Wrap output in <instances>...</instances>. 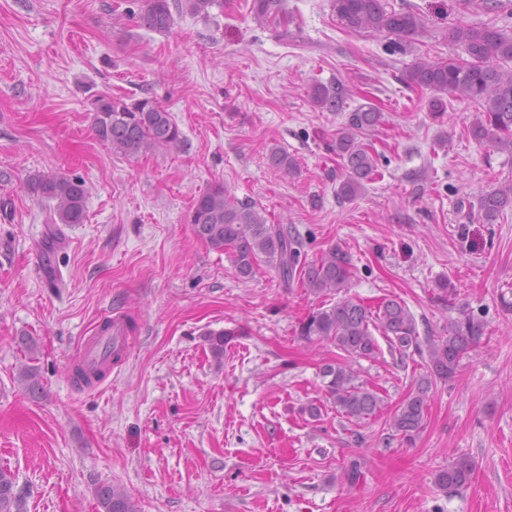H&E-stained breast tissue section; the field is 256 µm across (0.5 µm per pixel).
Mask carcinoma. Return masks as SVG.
<instances>
[{
    "mask_svg": "<svg viewBox=\"0 0 512 512\" xmlns=\"http://www.w3.org/2000/svg\"><path fill=\"white\" fill-rule=\"evenodd\" d=\"M216 0H144L139 14L142 27L165 34L174 25L173 10L185 8L193 15H208ZM332 9L341 24L356 32L390 33L400 38L416 35L423 26L419 15L406 10H389L383 0H332ZM254 17L274 20L285 13L284 0H253ZM448 41L462 50V55L444 61H418L404 77L409 87L428 88L436 96L428 101L430 112H446L444 97L452 94L479 106L468 127L478 143L512 155V36L489 23H458L448 29ZM311 102L320 110L339 108L336 89L323 84L312 87ZM94 130L98 139L125 156L136 157L159 149L178 150L184 139L170 112L151 97L127 101L121 97L100 95L90 102ZM384 123V113L375 106H361L349 113L336 131L335 152L340 160L336 177V196L352 201L364 189V182L377 173L375 148L364 142L365 132ZM269 163L277 170L293 172L294 157L273 148ZM29 190L49 203L46 223L50 224L48 251L62 243V226L82 224L90 190L85 180L63 175L35 174ZM512 209V182L507 181L483 194L478 201V218L494 224L506 209ZM195 235L210 247L229 250L238 274L249 278L259 258L272 266L281 279L301 284L317 295L341 292L350 277V258L336 247L309 262H300L299 241L281 224H269L254 205L236 198L224 184H215L197 198L188 215ZM383 336L390 347L405 356L413 350L427 355L428 372L420 378L392 416L390 428L400 440L410 444L420 433L427 400L433 384L456 376L462 360L484 336L482 321L465 315L448 323L446 333L419 341L414 316L406 305L386 298L371 312L352 297L310 313L299 325L300 339L329 341L343 352L345 362L322 367L326 400L337 412L355 424L376 416L384 407L377 392L357 382V372L349 361L372 358L379 350L375 334ZM235 332L221 331L209 335L210 349L217 359ZM119 353L110 352V362L95 369L82 365L73 368L74 382L90 386L105 377ZM475 465L468 456H459L447 468L438 471L434 484L443 493L458 492L469 486ZM100 512H142L138 501L118 484L105 482L97 486ZM13 473L0 467V512H19Z\"/></svg>",
    "mask_w": 512,
    "mask_h": 512,
    "instance_id": "obj_1",
    "label": "carcinoma"
}]
</instances>
